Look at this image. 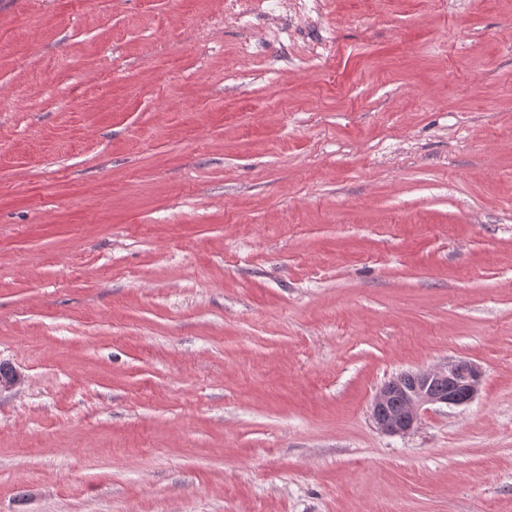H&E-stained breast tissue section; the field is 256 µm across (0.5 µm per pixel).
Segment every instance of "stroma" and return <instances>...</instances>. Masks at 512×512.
<instances>
[{"instance_id":"1","label":"stroma","mask_w":512,"mask_h":512,"mask_svg":"<svg viewBox=\"0 0 512 512\" xmlns=\"http://www.w3.org/2000/svg\"><path fill=\"white\" fill-rule=\"evenodd\" d=\"M1 362L0 512H512V0H0ZM481 368L474 362L459 360L417 371H405L377 388L370 414L378 429L392 436L413 432L428 405L461 407L472 403L481 390ZM435 382L444 384L442 393L432 390ZM393 400L400 401L391 413Z\"/></svg>"}]
</instances>
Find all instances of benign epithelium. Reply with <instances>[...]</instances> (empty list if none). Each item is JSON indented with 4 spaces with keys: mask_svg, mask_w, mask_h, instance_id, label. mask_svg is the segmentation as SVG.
I'll list each match as a JSON object with an SVG mask.
<instances>
[{
    "mask_svg": "<svg viewBox=\"0 0 512 512\" xmlns=\"http://www.w3.org/2000/svg\"><path fill=\"white\" fill-rule=\"evenodd\" d=\"M481 368L474 362L459 360L417 371H405L377 388L370 414L378 429L392 436L413 432L428 405L461 407L472 403L481 390ZM444 384L436 393L432 385Z\"/></svg>",
    "mask_w": 512,
    "mask_h": 512,
    "instance_id": "benign-epithelium-1",
    "label": "benign epithelium"
}]
</instances>
